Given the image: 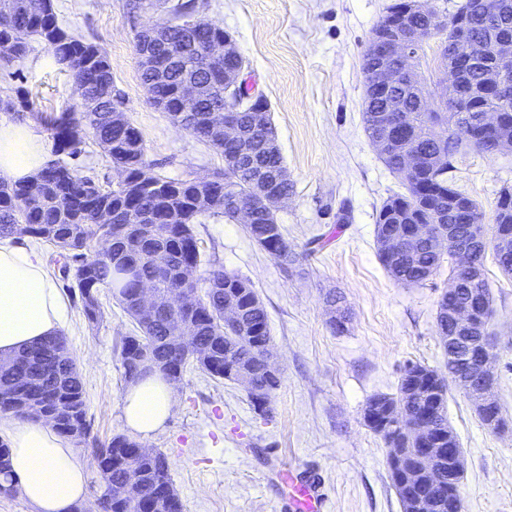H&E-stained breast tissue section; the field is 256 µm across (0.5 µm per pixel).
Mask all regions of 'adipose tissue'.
I'll use <instances>...</instances> for the list:
<instances>
[{
  "instance_id": "ef3b65f1",
  "label": "adipose tissue",
  "mask_w": 512,
  "mask_h": 512,
  "mask_svg": "<svg viewBox=\"0 0 512 512\" xmlns=\"http://www.w3.org/2000/svg\"><path fill=\"white\" fill-rule=\"evenodd\" d=\"M50 152L34 122L0 119L1 176L30 179ZM69 322V304L40 257L22 246H0V358L60 334ZM175 404L171 386L152 373L129 384L123 418L132 433L146 438L164 424ZM10 435V469L20 495L35 512H73L85 497L86 463L48 425L15 423Z\"/></svg>"
}]
</instances>
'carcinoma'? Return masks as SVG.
Instances as JSON below:
<instances>
[{
    "label": "carcinoma",
    "instance_id": "obj_1",
    "mask_svg": "<svg viewBox=\"0 0 512 512\" xmlns=\"http://www.w3.org/2000/svg\"><path fill=\"white\" fill-rule=\"evenodd\" d=\"M471 0H463L456 10L441 15L432 10L426 14L409 12L410 28L427 41L434 36L449 38V25L465 10ZM198 12L196 0H178L166 10L162 20L163 43L151 47L156 65L151 71L140 72L153 107L167 113L197 140L207 143L224 154V177L212 184L214 196L245 200L253 194L254 178L263 170L272 175L283 168L281 153L262 149V133L252 129L250 113L245 106H268L267 101L254 97L245 86L228 95L224 90L223 69L212 66L203 53L204 46L224 38V28L214 22L204 26L190 23ZM475 39L486 53H491L497 42L495 22L478 19L473 28ZM8 41L13 56L0 59V67L8 68L23 60L32 49V42L43 44L52 62L68 73L72 84L73 104L58 116L45 118V126L52 141L56 159L31 180L13 183L0 178V239L29 236L53 246L64 260L61 270L75 271L74 279L80 290L83 315L92 327L103 319L99 292L107 289L134 321L138 333L126 336L121 342L123 376L138 368L135 345H142L162 366V375L191 364L216 380H231L232 370H246L255 376V389L248 393L253 406L266 415L270 412L272 394L280 387L278 372L267 370L264 360L271 350L268 316L264 306L254 304L256 292L245 280L224 272L221 266H212L204 278L205 286H186L188 311L193 313L196 343L192 347H175L171 337L176 335L181 314L161 310L149 324L136 314L135 298L139 282L125 277V269L135 266L142 277L158 291L181 288L179 273L183 265L199 266L201 253L198 239L192 230L201 216L196 205V192L186 179H172L158 175L162 194L145 193L138 196L124 194L112 188L105 190L88 176H81L69 160L78 157L87 135L103 148L113 166L130 179L149 168L142 133L130 125L123 129L112 124V66L105 51L98 46L67 32L59 24L51 0H0V41ZM194 81L202 86L201 94L188 100L181 94L182 86ZM465 82L475 88L473 95L463 101L466 109L496 108L499 103L482 92L481 74L467 71ZM227 109L242 131L240 144L224 147L220 123L211 119L213 111ZM393 109L409 120L401 146L380 159L394 174H401V154L416 151L423 158L442 146L447 153V165L436 170H421L415 176H404L405 192L390 196L376 214V236L385 231L404 233L415 224L441 222V228L453 229L459 239L473 238L480 228L470 221L483 216L478 203L459 190L449 176L454 169L455 156L465 147L487 154L489 141L475 143L468 137L460 113L430 111L421 106L417 97L401 87L375 98H364L362 120L367 137H372L371 115L375 109ZM36 198L33 206L21 208L27 196ZM460 199L464 214L453 226L446 222L448 197ZM512 208V187H501L495 202L492 236L512 233V223L499 222L500 212ZM101 210L119 211L123 215L151 213L156 217V232L149 238L136 230L115 242L106 253L87 256L89 241L104 233V225L96 223ZM246 231L258 246L284 265L295 262L281 225L271 213L258 214L256 223L245 225ZM492 251L495 264L502 273L512 276V251L501 252L495 246L477 244L474 257L485 264L487 251ZM384 269L396 281L423 284L430 280L441 266V258L427 240L408 243V250L399 258L378 253ZM480 295L474 320L489 322L492 300L486 280L462 286L458 301L468 299V289ZM237 298L241 322L248 328L241 335L237 326L224 325V294ZM204 347L208 355H197ZM464 364L454 358L448 360V376L444 377L420 363H408L401 372L398 393L380 394L368 400L364 420L385 440L388 448V467L393 486L400 497L404 512H413V506L424 503L429 512H457V497L462 474L448 472L451 459L443 456L436 463L437 475L426 471L420 460L424 443L401 428L391 427L395 408L403 403L410 414L426 417L435 425L434 439L443 441L442 447L451 455L462 453L447 417L448 382ZM0 412L10 413L37 396L44 398L48 408L57 413L50 424L60 436L77 444H92L98 466L111 471V480H134L144 494L153 495L161 488L164 493L176 494L170 477V464L165 453L154 450L138 454L133 450L135 440L126 435H115L106 442L91 437L86 419V397L83 380L71 357L64 335L51 336L37 346L24 350L0 362ZM416 474L408 487L397 480L399 469ZM17 488L9 475V447L0 444V496L11 497Z\"/></svg>",
    "mask_w": 512,
    "mask_h": 512
}]
</instances>
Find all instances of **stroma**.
<instances>
[{"label":"stroma","instance_id":"obj_1","mask_svg":"<svg viewBox=\"0 0 512 512\" xmlns=\"http://www.w3.org/2000/svg\"><path fill=\"white\" fill-rule=\"evenodd\" d=\"M392 0H198L199 14L232 35L246 61L252 95L263 96L284 166L293 184L277 213L297 256L281 265L244 226L221 216L195 225L203 252L198 276L211 266L247 279L269 317L272 364L281 385L272 412L254 410L246 389L191 368L175 390L176 406L146 448L164 452L185 512H286L289 475L315 474L327 495L326 512H402L390 479L384 439L363 419L369 398L395 394L406 363L448 372V353L436 325L438 302L454 261L422 285L396 282L377 255L375 216L402 191L363 127L365 77L361 60L370 35ZM62 27L104 49L129 122L144 137L153 173L174 179L223 173L224 158L152 107L140 80L136 31L158 13L135 0H52ZM27 91L36 122L72 103L69 77L35 44L21 63L0 69V99ZM453 177L492 221L496 193L512 184V150L495 156L458 154ZM78 173L100 185L119 172L86 137ZM350 220L336 221L339 207ZM70 305L67 336L86 391L87 420L98 441L126 433L122 400L127 386L120 341L131 335L129 316L109 292L99 295L104 320L89 327L73 277L51 259L53 248L24 236ZM497 339L492 393L508 426H485L466 394L448 389V423L465 467L463 512H512V276L486 260ZM340 293L351 313L347 329L332 332L326 297Z\"/></svg>","mask_w":512,"mask_h":512}]
</instances>
